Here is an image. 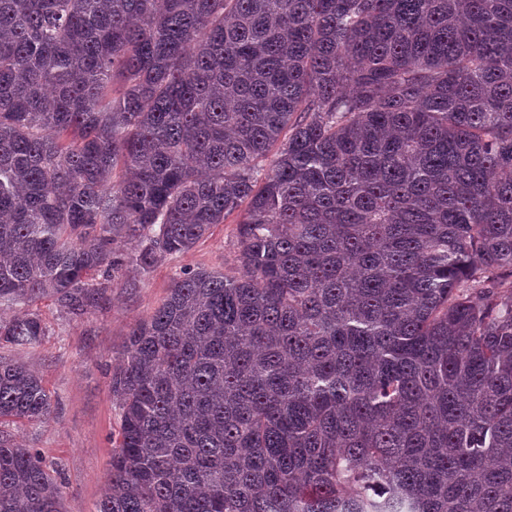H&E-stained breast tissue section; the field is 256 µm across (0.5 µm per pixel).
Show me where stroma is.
<instances>
[{
  "instance_id": "obj_1",
  "label": "stroma",
  "mask_w": 512,
  "mask_h": 512,
  "mask_svg": "<svg viewBox=\"0 0 512 512\" xmlns=\"http://www.w3.org/2000/svg\"><path fill=\"white\" fill-rule=\"evenodd\" d=\"M238 214L213 225L189 251L164 256L148 269L130 266L115 280L111 302L78 319L49 300L35 309L48 328L38 347L15 352L51 394L53 414L43 424L1 426L17 443L39 453L61 483L63 512H96L110 474L120 415L110 380L131 325L148 318L166 298L176 275L200 269L240 273Z\"/></svg>"
}]
</instances>
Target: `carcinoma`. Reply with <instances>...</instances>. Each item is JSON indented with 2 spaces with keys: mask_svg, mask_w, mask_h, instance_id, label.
I'll return each instance as SVG.
<instances>
[{
  "mask_svg": "<svg viewBox=\"0 0 512 512\" xmlns=\"http://www.w3.org/2000/svg\"><path fill=\"white\" fill-rule=\"evenodd\" d=\"M243 203L130 329L96 512H512V0H0V348ZM0 512H62L2 431Z\"/></svg>",
  "mask_w": 512,
  "mask_h": 512,
  "instance_id": "obj_1",
  "label": "carcinoma"
}]
</instances>
